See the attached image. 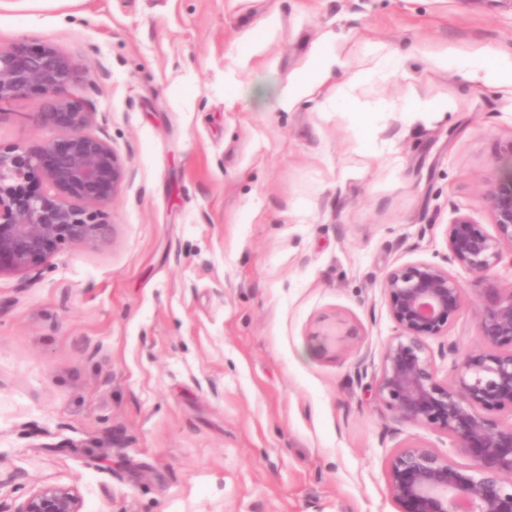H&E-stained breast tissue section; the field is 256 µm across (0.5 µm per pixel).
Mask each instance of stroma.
Here are the masks:
<instances>
[{
  "mask_svg": "<svg viewBox=\"0 0 512 512\" xmlns=\"http://www.w3.org/2000/svg\"><path fill=\"white\" fill-rule=\"evenodd\" d=\"M20 42L71 58L69 96L127 177L106 237L0 274V503L59 484L82 512H401L393 450L469 464L374 391L396 334L382 282L440 261L458 216L494 231L512 0H0V46ZM325 47L335 65L282 106ZM34 111L0 103L1 147L53 137ZM461 279L428 341L443 380L480 346ZM339 325L355 335L316 351Z\"/></svg>",
  "mask_w": 512,
  "mask_h": 512,
  "instance_id": "obj_1",
  "label": "stroma"
}]
</instances>
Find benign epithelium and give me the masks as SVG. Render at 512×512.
<instances>
[{"mask_svg":"<svg viewBox=\"0 0 512 512\" xmlns=\"http://www.w3.org/2000/svg\"><path fill=\"white\" fill-rule=\"evenodd\" d=\"M71 60L51 46L0 48V102L36 99V118L57 135L32 147L0 149V272L29 269L74 245L106 236L97 206L126 180L124 161L106 138L89 131L93 113L67 97ZM494 233L461 215L446 230L443 263L415 261L383 278L397 335L382 355L377 394L397 420L446 434L472 460L422 443L397 448L387 460L391 498L403 512H512V290L496 268L512 248V171L487 182ZM472 276L483 305L477 329L483 349L454 364L448 384L438 377L428 340L448 335L465 284L448 267ZM0 512H82L73 486L47 484Z\"/></svg>","mask_w":512,"mask_h":512,"instance_id":"obj_1","label":"benign epithelium"}]
</instances>
